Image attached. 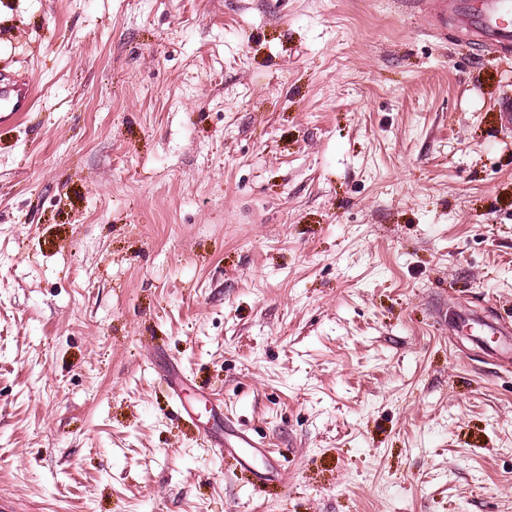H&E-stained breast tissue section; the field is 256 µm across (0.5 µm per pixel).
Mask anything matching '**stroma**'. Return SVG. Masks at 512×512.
Returning <instances> with one entry per match:
<instances>
[{"label":"stroma","instance_id":"35a3bbf8","mask_svg":"<svg viewBox=\"0 0 512 512\" xmlns=\"http://www.w3.org/2000/svg\"><path fill=\"white\" fill-rule=\"evenodd\" d=\"M0 73V495L512 512V362L455 327L512 323V56L393 0H0ZM34 99V89L29 80H0V125L16 123L28 112ZM215 449H217L221 454H224L226 457H230L239 465H247L248 460L257 455L261 454L262 451L259 449L261 445L250 438L247 435H242L239 437V443L237 447H225L221 441H215Z\"/></svg>","mask_w":512,"mask_h":512}]
</instances>
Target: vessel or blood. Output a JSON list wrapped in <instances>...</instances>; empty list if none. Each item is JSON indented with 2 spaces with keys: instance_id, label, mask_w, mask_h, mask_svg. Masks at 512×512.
Returning a JSON list of instances; mask_svg holds the SVG:
<instances>
[{
  "instance_id": "b4317fda",
  "label": "vessel or blood",
  "mask_w": 512,
  "mask_h": 512,
  "mask_svg": "<svg viewBox=\"0 0 512 512\" xmlns=\"http://www.w3.org/2000/svg\"><path fill=\"white\" fill-rule=\"evenodd\" d=\"M407 7L423 13L430 27L452 25L468 35L472 41L500 53L512 51V0H402ZM34 99L31 81L0 80V125H7L21 119L29 111ZM460 325H471L481 336H495L499 339L497 351L512 355V325L497 323L482 317L465 315L459 317ZM258 442L243 435L234 447L224 448L225 456L237 464H247L259 454Z\"/></svg>"
}]
</instances>
